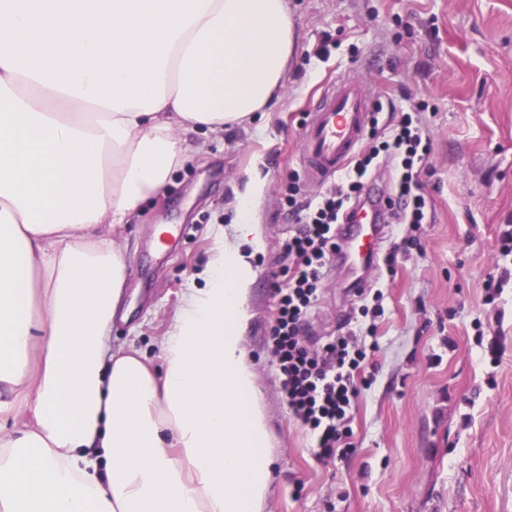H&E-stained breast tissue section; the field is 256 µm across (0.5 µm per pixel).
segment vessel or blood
<instances>
[{
    "label": "vessel or blood",
    "mask_w": 512,
    "mask_h": 512,
    "mask_svg": "<svg viewBox=\"0 0 512 512\" xmlns=\"http://www.w3.org/2000/svg\"><path fill=\"white\" fill-rule=\"evenodd\" d=\"M373 117V102L359 82L342 77L328 88L302 135L300 164L312 186H322L344 169ZM388 212L379 202L360 206L352 223L342 227L337 258L352 287L370 285L369 274L386 238L382 218Z\"/></svg>",
    "instance_id": "obj_1"
}]
</instances>
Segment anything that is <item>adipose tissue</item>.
I'll use <instances>...</instances> for the list:
<instances>
[{"instance_id":"obj_1","label":"adipose tissue","mask_w":512,"mask_h":512,"mask_svg":"<svg viewBox=\"0 0 512 512\" xmlns=\"http://www.w3.org/2000/svg\"><path fill=\"white\" fill-rule=\"evenodd\" d=\"M295 39L288 0H0V512H263L240 248L261 182L158 373L110 347L127 272L112 229L191 160L183 131L279 98Z\"/></svg>"}]
</instances>
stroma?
I'll list each match as a JSON object with an SVG mask.
<instances>
[{"mask_svg": "<svg viewBox=\"0 0 512 512\" xmlns=\"http://www.w3.org/2000/svg\"><path fill=\"white\" fill-rule=\"evenodd\" d=\"M296 48L280 97L245 126L187 135L197 154L164 192L115 227L124 295L113 345L160 368L156 344L204 287L218 236L232 237L236 194L265 181L253 217L251 318L243 346L261 390L273 477L264 512H512V278L486 303L488 274H512L497 252L512 226V0H290ZM361 77L378 121L424 106L432 151L420 180L430 203L416 245L397 248L395 274L377 266L385 294L379 348L364 370L352 446L320 457L296 423L269 344L274 288L289 265L281 242L296 229L285 195L300 173L301 134L327 84ZM177 224L165 251L155 229ZM359 300L328 266L307 317L308 344L345 333Z\"/></svg>", "mask_w": 512, "mask_h": 512, "instance_id": "stroma-1", "label": "stroma"}]
</instances>
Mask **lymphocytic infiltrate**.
<instances>
[{
    "mask_svg": "<svg viewBox=\"0 0 512 512\" xmlns=\"http://www.w3.org/2000/svg\"><path fill=\"white\" fill-rule=\"evenodd\" d=\"M431 153L427 128L413 113H403L387 133L370 130L369 143L349 168L325 191L299 199L300 188L288 185V206L299 229L282 244L293 259L284 287L277 290V312L269 340L281 388L292 418L317 438L324 457H344L351 410L360 389L358 373L376 346L375 318L383 311L384 292L371 288L359 295L355 330L312 348L302 338V326L318 299L324 270L336 253V228L361 204L365 184L379 171L389 173L390 198L398 205L395 223L420 227L428 221V201L420 175Z\"/></svg>",
    "mask_w": 512,
    "mask_h": 512,
    "instance_id": "lymphocytic-infiltrate-1",
    "label": "lymphocytic infiltrate"
}]
</instances>
